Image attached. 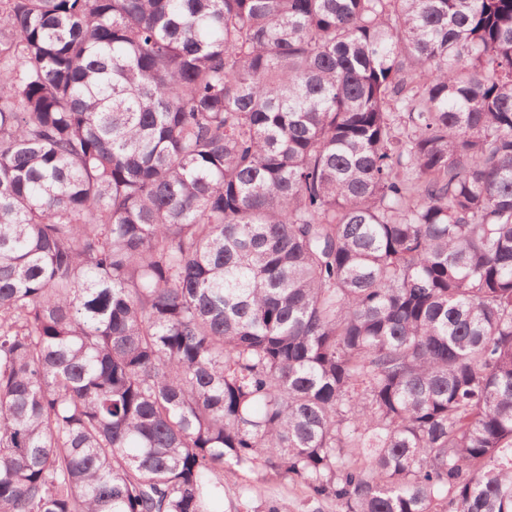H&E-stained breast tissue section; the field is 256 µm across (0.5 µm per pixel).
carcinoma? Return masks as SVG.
I'll use <instances>...</instances> for the list:
<instances>
[{
  "instance_id": "1",
  "label": "carcinoma",
  "mask_w": 512,
  "mask_h": 512,
  "mask_svg": "<svg viewBox=\"0 0 512 512\" xmlns=\"http://www.w3.org/2000/svg\"><path fill=\"white\" fill-rule=\"evenodd\" d=\"M259 465L512 512V0H0V512Z\"/></svg>"
}]
</instances>
